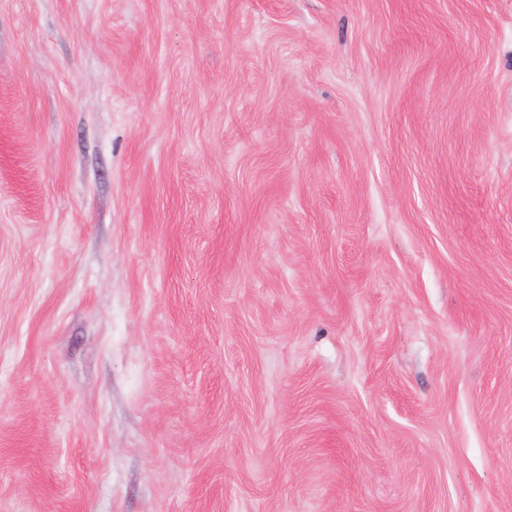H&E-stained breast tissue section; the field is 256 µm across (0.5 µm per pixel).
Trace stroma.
Segmentation results:
<instances>
[{"instance_id": "obj_1", "label": "stroma", "mask_w": 512, "mask_h": 512, "mask_svg": "<svg viewBox=\"0 0 512 512\" xmlns=\"http://www.w3.org/2000/svg\"><path fill=\"white\" fill-rule=\"evenodd\" d=\"M0 512H512V0H0Z\"/></svg>"}]
</instances>
